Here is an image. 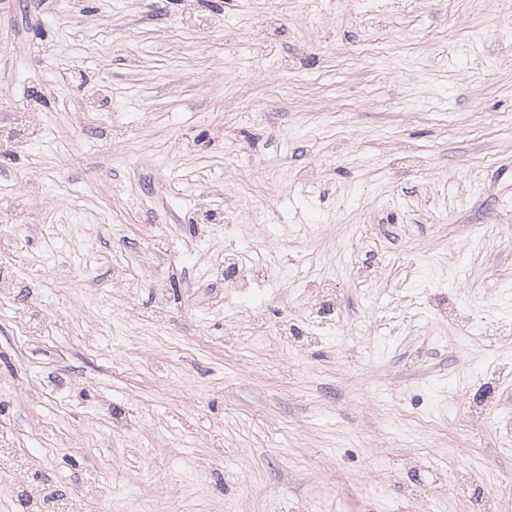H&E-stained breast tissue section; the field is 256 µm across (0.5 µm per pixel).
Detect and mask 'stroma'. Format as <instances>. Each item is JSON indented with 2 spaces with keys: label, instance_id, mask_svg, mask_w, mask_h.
I'll return each instance as SVG.
<instances>
[{
  "label": "stroma",
  "instance_id": "stroma-1",
  "mask_svg": "<svg viewBox=\"0 0 512 512\" xmlns=\"http://www.w3.org/2000/svg\"><path fill=\"white\" fill-rule=\"evenodd\" d=\"M3 267L0 512H512V0H0ZM224 269L236 282V288H249L251 282L262 274L264 268L261 265L252 266L251 269L240 267L238 259L234 255H227L224 258Z\"/></svg>",
  "mask_w": 512,
  "mask_h": 512
}]
</instances>
